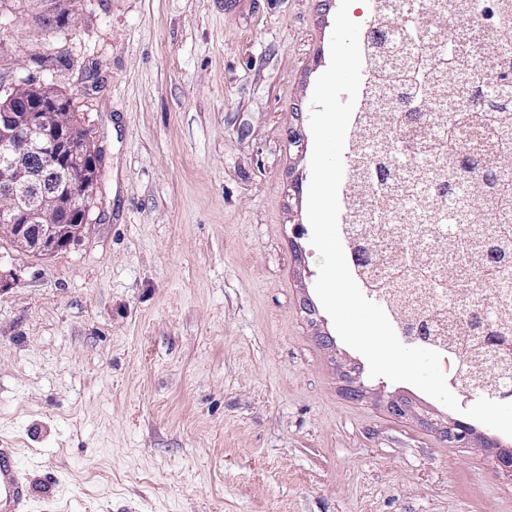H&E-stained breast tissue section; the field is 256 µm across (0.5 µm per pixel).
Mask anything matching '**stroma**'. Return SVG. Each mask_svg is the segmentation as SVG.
Here are the masks:
<instances>
[{"instance_id":"obj_1","label":"stroma","mask_w":512,"mask_h":512,"mask_svg":"<svg viewBox=\"0 0 512 512\" xmlns=\"http://www.w3.org/2000/svg\"><path fill=\"white\" fill-rule=\"evenodd\" d=\"M340 0H73L0 13V87L73 101L104 152L94 222L0 239V446L28 512H512L483 424L365 377L316 301L311 97ZM334 336L324 345L323 335ZM413 404L405 417L392 398ZM38 5V17L43 24L54 21L58 17L72 20L70 0H34ZM440 433L448 443L455 447L469 445L474 436L467 424L456 419H451L448 423H440Z\"/></svg>"}]
</instances>
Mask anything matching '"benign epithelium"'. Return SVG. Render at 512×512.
<instances>
[{
	"mask_svg": "<svg viewBox=\"0 0 512 512\" xmlns=\"http://www.w3.org/2000/svg\"><path fill=\"white\" fill-rule=\"evenodd\" d=\"M34 2L44 24L72 20L70 0ZM0 97V239L32 256L53 254L91 223L102 150L58 92L21 82L0 87ZM361 374L356 366L346 374L353 398L364 394ZM440 433L456 447L474 436L456 419L440 424Z\"/></svg>",
	"mask_w": 512,
	"mask_h": 512,
	"instance_id": "benign-epithelium-1",
	"label": "benign epithelium"
}]
</instances>
